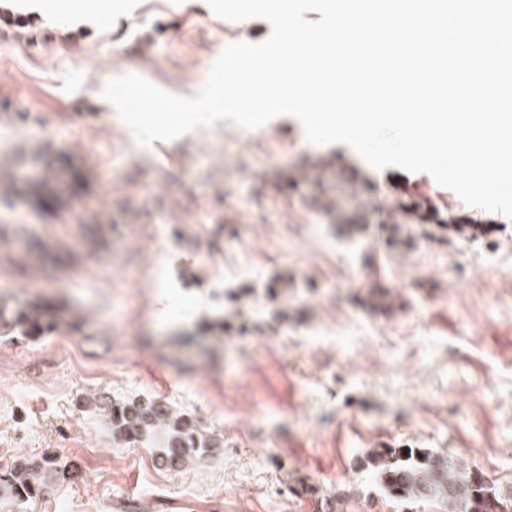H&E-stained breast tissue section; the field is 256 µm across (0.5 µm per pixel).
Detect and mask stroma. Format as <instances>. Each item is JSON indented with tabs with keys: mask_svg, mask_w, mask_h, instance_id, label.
Returning <instances> with one entry per match:
<instances>
[{
	"mask_svg": "<svg viewBox=\"0 0 512 512\" xmlns=\"http://www.w3.org/2000/svg\"><path fill=\"white\" fill-rule=\"evenodd\" d=\"M28 2L0 10V296L58 328L0 336V469L51 451L77 473L23 512H314L303 484L353 490L346 512H403L356 467L384 441L512 486V220L291 122L143 147L106 83L193 96L225 45L266 39L262 22L123 0L90 28ZM394 182L501 232L378 237ZM97 394L161 399L224 448L161 469L79 408Z\"/></svg>",
	"mask_w": 512,
	"mask_h": 512,
	"instance_id": "stroma-1",
	"label": "stroma"
}]
</instances>
